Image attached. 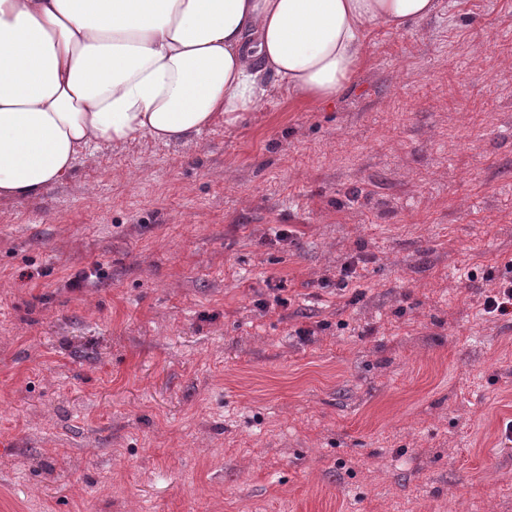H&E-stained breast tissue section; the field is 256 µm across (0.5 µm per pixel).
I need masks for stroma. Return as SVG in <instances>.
Here are the masks:
<instances>
[{
	"mask_svg": "<svg viewBox=\"0 0 512 512\" xmlns=\"http://www.w3.org/2000/svg\"><path fill=\"white\" fill-rule=\"evenodd\" d=\"M367 43L0 199V512H512V0ZM483 306L488 314H508L512 307V280L501 282L490 295L486 296Z\"/></svg>",
	"mask_w": 512,
	"mask_h": 512,
	"instance_id": "35a3bbf8",
	"label": "stroma"
}]
</instances>
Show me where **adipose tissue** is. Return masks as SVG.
Instances as JSON below:
<instances>
[{
  "mask_svg": "<svg viewBox=\"0 0 512 512\" xmlns=\"http://www.w3.org/2000/svg\"><path fill=\"white\" fill-rule=\"evenodd\" d=\"M437 0H0V199L93 152L187 141L279 88L335 100L377 25Z\"/></svg>",
  "mask_w": 512,
  "mask_h": 512,
  "instance_id": "ef3b65f1",
  "label": "adipose tissue"
}]
</instances>
